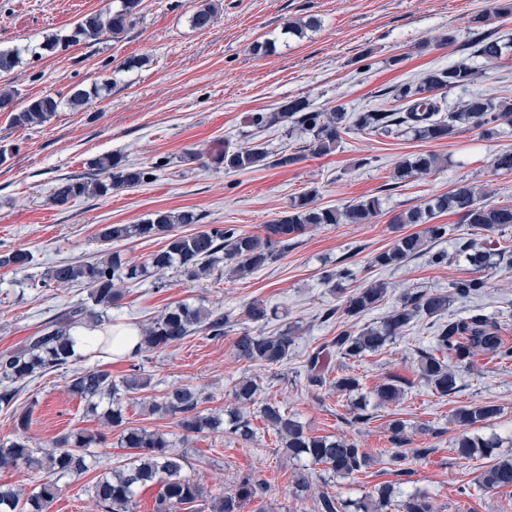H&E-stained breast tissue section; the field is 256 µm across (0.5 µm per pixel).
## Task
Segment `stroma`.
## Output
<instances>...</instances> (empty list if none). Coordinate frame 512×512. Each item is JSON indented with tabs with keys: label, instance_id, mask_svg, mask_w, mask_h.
<instances>
[{
	"label": "stroma",
	"instance_id": "35a3bbf8",
	"mask_svg": "<svg viewBox=\"0 0 512 512\" xmlns=\"http://www.w3.org/2000/svg\"><path fill=\"white\" fill-rule=\"evenodd\" d=\"M213 25L192 28L190 18L200 0H143L139 17L120 39L78 44L55 55L37 58L28 45L51 33H67L90 12L108 13L112 0H0V49L22 50V61L0 78V88L17 90L20 98L50 94L67 99L73 90L103 87L100 97L82 111L61 107L49 121L19 127L0 112V252L22 248L34 264L24 272L0 267V351L16 347L66 307L85 299V288L43 287L41 273L64 260H87L102 245L97 232L105 224H138L158 211L191 210L203 224H233L259 234L287 210L295 196L309 188L318 191L322 206L345 207L365 197L381 201L370 224H338L308 231L274 263L243 279L215 270L206 279L187 280L166 271L162 286L153 279L133 285L111 311L114 326L131 327L159 314L176 302L203 304L229 314L233 325L224 337L200 331L178 346L142 353L137 359L97 353L82 359L81 367H99L114 379L128 374L131 364L149 377L145 397L161 395L175 383L204 389L212 410L232 408V387L243 376L260 386L256 402L245 417L254 429L251 444L241 446L228 437L203 433L184 450L186 475L211 489L236 488L241 476L252 474L269 489L265 500L244 501L240 512H316L313 494L324 491L341 499H357L389 484L396 498L421 489L439 512H512V489L472 488L482 460H464L452 451L457 430L454 411L464 405L490 402L500 415L487 428L497 435V453L512 455V361L502 363L479 355L460 373L458 389L443 396L416 372L420 353L435 343L439 318L422 317L405 337L383 351L347 362L331 356L333 370H349L372 396L387 377L403 380L405 393L396 403L368 404L367 420H354L351 399L330 387L307 381V361L346 326V318L323 320L325 309L339 306L341 291L321 278L323 271L342 265L354 269L355 286L384 282L388 293L381 304L360 317V324L381 320L410 289L447 291L452 280L466 276L469 265L462 250L473 238L469 226L445 212L436 218L447 225V236L432 242L427 254L398 268L372 266L374 255L400 236L393 217L424 204L461 183L484 185L494 203H512V174L494 171L492 159L512 148V128L487 140L477 131L422 142L409 136L343 135L336 151L319 156L307 151V136L281 129H259L250 118L272 111L280 102L300 97L314 109L336 105L360 111L381 102L387 89L418 79L425 71L445 67L460 58V46L470 43L469 19L490 8L492 0H220ZM318 18V28L303 37L283 35L287 22ZM452 34V47L433 46V39ZM271 39L274 53H254L255 43ZM130 57L144 59L143 67L124 70ZM481 76L476 90L495 97H512V50L488 64L475 59ZM239 146L260 144L273 155L296 153V163L272 165L249 172H229L212 161L219 142ZM432 151L448 164L426 177L393 186L390 173L402 158ZM118 153L131 163L149 167L157 157L170 160L156 178L132 190L104 197L82 198L68 208L53 207L49 198L59 180L84 174L92 159ZM444 252L448 260L433 263ZM488 286L478 297L451 303V318L478 308L498 322L500 334L512 345V271L490 270ZM261 300L277 311L263 331L271 335L298 326L287 362L263 368L239 359L233 343L240 332L244 308ZM70 370H58L24 384L15 408L30 415L32 446H47L69 432L103 435L100 459L87 473L62 487L50 512H101L91 499L97 476L123 464L127 451L118 433L107 428L87 403L67 390ZM276 403L300 421L313 436L338 435L353 441L377 460L354 479L330 478L323 467L311 470L313 491L296 498L291 483L292 463L281 452L275 432L262 417L265 404ZM409 428L410 445L428 449L413 460L411 473L399 476L390 463V421ZM469 495H460L462 486Z\"/></svg>",
	"mask_w": 512,
	"mask_h": 512
}]
</instances>
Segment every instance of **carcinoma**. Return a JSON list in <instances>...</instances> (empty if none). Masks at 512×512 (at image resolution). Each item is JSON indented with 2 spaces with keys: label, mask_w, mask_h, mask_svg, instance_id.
<instances>
[{
  "label": "carcinoma",
  "mask_w": 512,
  "mask_h": 512,
  "mask_svg": "<svg viewBox=\"0 0 512 512\" xmlns=\"http://www.w3.org/2000/svg\"><path fill=\"white\" fill-rule=\"evenodd\" d=\"M142 0H118L112 14L89 13L82 17L67 34H51L26 51L31 55L55 53L80 42H97L110 36L114 39L127 32L136 22ZM219 9V0H201V5L190 17L191 26L204 30L211 26ZM512 18V0H496L488 9L471 16L472 28L482 30L494 21ZM319 26V20L310 17L286 23L285 33L301 37L304 32ZM509 44L493 35L481 36L474 45V53L487 62L501 58ZM18 50L0 49V76L12 72L20 63ZM480 74L466 61L426 71L418 82H406L389 91L393 108L375 107L361 112H348L342 106L328 110H315L303 98L280 103L274 112L258 113L253 123L258 128L280 126L293 133L310 136V146L316 154H327L340 143L342 135L353 131L397 137L410 135L415 140L438 141L450 138L463 130H477L484 139H494L512 128V98L492 97L472 92L453 104L446 101L447 92L473 85ZM98 95V87L75 90L69 98L73 109L86 105ZM60 101L46 94L23 100L11 89H0V110L12 113V121L21 127L46 123L58 111ZM218 167L232 171L259 170L269 164V152L257 144L233 147L224 144L214 157ZM443 159L436 153L421 152L411 159L400 160L391 173V180L401 184L409 178L427 176L442 167ZM168 165L164 157L145 169L127 162L117 153H106L90 162L92 173L86 177L67 178L54 188L50 203L64 207L81 198L104 197L115 189L138 187L153 178V172ZM495 171L512 173V149H504L493 159ZM318 190L311 188L294 197L288 210L279 218L264 225L263 234L255 235L224 224H212L204 230L188 234L175 232L178 224H197L199 216L191 210L174 213L157 211L140 224H106L99 237L107 245L92 260L60 261L48 267L41 276L43 287L80 284L87 289V299L68 307L28 337L20 346L0 352V408L13 403L20 386L33 378L72 365L79 360L73 351V333L78 328L96 331L111 321L108 311L119 302L127 285L142 281L150 273H162L177 268L189 279L197 280L211 274L222 262L234 274L244 277L276 261L294 244L297 237L321 225L369 224L380 212L375 198L361 200L343 208L315 204ZM490 193L471 184H460L438 196L424 206L402 211L393 219L395 224H424L426 228L399 237L393 245L376 254L373 265L397 268L427 252L428 243L448 235V225L434 224L435 215L453 212L464 224L478 232L495 234L512 227V204L487 203ZM132 237L165 239L162 249L150 255L143 263L124 260L120 254L110 252L112 243ZM470 265V277L451 283L447 293L426 289L405 292L395 306L380 321L361 329L347 327L334 338L333 345L341 358L358 361L369 353L382 351L393 340L409 331L420 317H433L448 311L454 299H467L481 293L486 287V271L500 266L501 252L493 253L471 241L465 245ZM33 254L26 249L0 253V267L25 271L33 263ZM387 294L383 282H372L355 288L346 296L341 309L330 308L323 318L330 320L336 313L353 320L376 308ZM274 310L260 300L251 302L243 311V319L259 327L269 323ZM230 324V315L207 310L187 303L167 307L163 313L138 328L139 345L130 354L134 358L143 352L173 347L197 331H207L222 337ZM296 326L277 334L265 335L244 329L236 336L233 347L239 358L256 364L280 365L288 360L295 342ZM509 362L512 346L499 334L496 323L480 313L462 318H450L437 330L435 347L420 354L418 373L425 382L442 396L456 392L459 368L472 363L475 353ZM320 353L309 359V382L321 387L329 384L339 394L347 395L359 389V378L350 373L327 381L325 364ZM148 378L140 367L131 365V374L120 381L112 379L110 372L98 368L74 371L67 390L86 401H109L103 412L105 423L120 430V443L133 450L127 462L111 469L92 485V494L104 512H134L138 491L158 488L156 512H183V506L195 505L197 512H240L244 497L262 498L267 493L263 483L250 476L238 482L231 492H213L205 485L183 474L186 465L184 453L175 449L161 433L144 428L124 427L120 401L147 388ZM258 385L250 376H242L233 386V399L237 408L226 414H205L200 406L207 397L190 384H172L158 400L149 404L151 414L171 416L183 438L212 432L232 436L241 446L252 441L253 431L241 416L240 409L250 405ZM404 393L401 381L395 377L377 386L374 394L381 405L400 400ZM500 414L493 404H474L457 409L453 420L461 434L453 450L466 459H490L492 464L474 478V484L484 490L512 487V456L499 458L498 442L493 437L479 434V429ZM263 418L276 432L282 451L288 459L308 460L313 466H323L333 477L354 478L371 466L373 460L355 443L337 436H310L304 427L275 404L263 408ZM29 414L20 413L13 423V439L0 446V468L15 469L24 466L43 474L44 483L39 491L25 494L20 487L0 485V512H48L57 497L63 478H76L89 469L87 457L90 448L105 442L83 432L64 434L47 448L30 446L28 436ZM392 440L398 446L391 464L401 474L409 473L405 461L424 457L427 448H409L406 425L400 420L389 424ZM393 490L387 485L375 494L361 500L340 501L334 495L322 493L316 500L318 512H390ZM399 512H437L432 499L416 492L395 504Z\"/></svg>",
  "instance_id": "carcinoma-1"
}]
</instances>
